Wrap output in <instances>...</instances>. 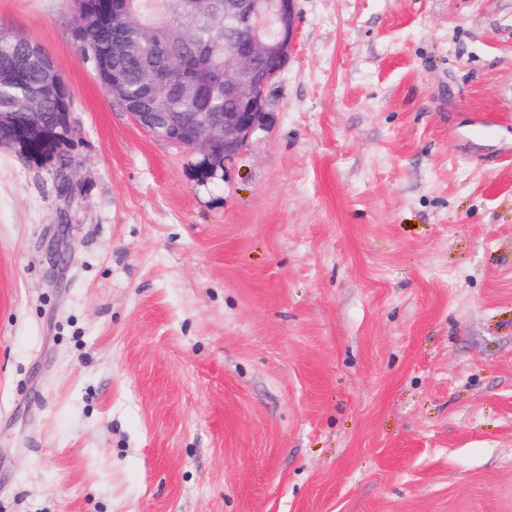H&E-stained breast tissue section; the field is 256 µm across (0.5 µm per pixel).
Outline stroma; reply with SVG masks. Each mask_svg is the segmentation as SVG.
<instances>
[{
  "mask_svg": "<svg viewBox=\"0 0 512 512\" xmlns=\"http://www.w3.org/2000/svg\"><path fill=\"white\" fill-rule=\"evenodd\" d=\"M73 22L0 0L78 119L70 200L0 149V512H512V0H297L209 186Z\"/></svg>",
  "mask_w": 512,
  "mask_h": 512,
  "instance_id": "stroma-1",
  "label": "stroma"
}]
</instances>
